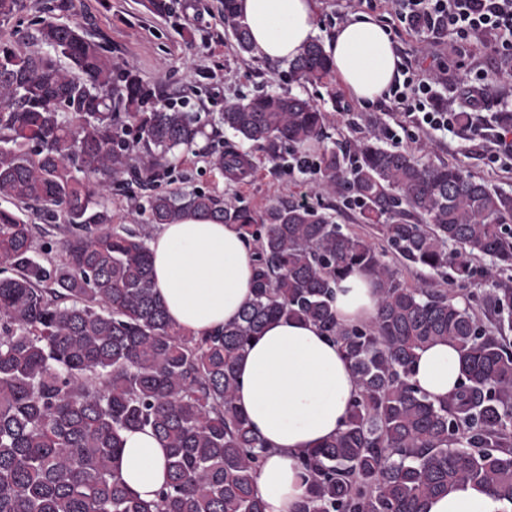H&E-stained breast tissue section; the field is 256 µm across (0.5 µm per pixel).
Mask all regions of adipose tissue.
<instances>
[{
	"mask_svg": "<svg viewBox=\"0 0 512 512\" xmlns=\"http://www.w3.org/2000/svg\"><path fill=\"white\" fill-rule=\"evenodd\" d=\"M241 17L264 58L287 62L318 33L317 0H238ZM335 74L361 100L381 97L399 75L387 30L366 18L325 40ZM154 288L169 319L194 334L235 322L253 297L254 257L234 225L189 219L160 225L149 242ZM377 292L369 273L354 270L336 289V317L345 325L371 321ZM236 404L267 444L253 477L264 512H296L308 481L298 466L305 452L343 428L358 392L335 343L315 324L269 322L238 364ZM412 382L431 399L448 397L461 381L456 348L437 342L419 350ZM121 470L141 499L154 500L166 481V450L150 431H127ZM427 512H512V502L471 484L431 500Z\"/></svg>",
	"mask_w": 512,
	"mask_h": 512,
	"instance_id": "obj_1",
	"label": "adipose tissue"
}]
</instances>
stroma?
<instances>
[{"label": "stroma", "mask_w": 512, "mask_h": 512, "mask_svg": "<svg viewBox=\"0 0 512 512\" xmlns=\"http://www.w3.org/2000/svg\"><path fill=\"white\" fill-rule=\"evenodd\" d=\"M75 9L64 20L104 43L120 71L136 74L156 90L159 104L187 105L207 121L208 132L227 147L239 148L253 163L248 177L221 176L208 158L187 155L183 164L162 184L169 188L189 182L190 186L212 192L246 205L256 214L276 203L295 201L298 195V170L293 169L294 153L285 148L280 159L270 157L266 146L240 142L214 118L225 102L266 92L291 93L312 100L328 114L326 143L346 157L357 154L358 144L368 137H379L387 148L406 150L433 165H459L488 184L512 191V170L487 166L486 141L464 144L458 133L435 131L419 139L402 135L393 139L400 114L391 112L388 96L373 101L355 98L337 77L320 83L294 81L285 62L273 63L240 52L232 32L221 21V0H179L178 15L163 18L151 13L143 0H74ZM370 16L384 26L391 37L400 64L425 74L441 67L435 91L442 103L462 105L465 84L482 73L489 86L486 112L512 107V61L492 54L482 42H475L465 56H457L452 35L434 40L427 54H420L418 41L397 17L388 11L368 10L362 0H318V41H325L348 21ZM347 187L333 193L311 195L308 203L331 212L348 230L365 233L360 209L348 205Z\"/></svg>", "instance_id": "1"}]
</instances>
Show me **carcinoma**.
Instances as JSON below:
<instances>
[{"label":"carcinoma","instance_id":"obj_1","mask_svg":"<svg viewBox=\"0 0 512 512\" xmlns=\"http://www.w3.org/2000/svg\"><path fill=\"white\" fill-rule=\"evenodd\" d=\"M177 0H147L173 17ZM38 21L37 48L0 41V512H263L253 475L267 449L235 404L236 366L251 340L278 318L310 321L341 349L359 392L344 429L299 459L309 475L298 512H425L461 484L512 501V290L484 295L499 317L488 330L473 311L424 282L411 286L384 260L391 252L432 277L468 282L472 263L512 269V193L459 166H433L367 139L349 182L363 223L386 244L345 232L321 209L270 205L261 220L198 189L156 190L148 224L185 219L234 224L253 246L254 295L237 322L188 336L156 295L146 236L112 223L106 192L128 173L142 185L189 154L231 175L237 150L198 148V116L154 106L155 91L118 72L102 43L57 15ZM24 0H0V25ZM224 26L241 52L260 50L237 0H222ZM332 71L322 44L289 63L299 83ZM326 116L306 98L266 93L224 106L218 122L242 140L305 148L324 138ZM319 182H345V157L324 147ZM62 218L57 257L35 258L34 225L22 208ZM374 277L373 322L336 320L334 286L352 268ZM448 341L462 381L431 400L410 381L417 350ZM150 430L167 452L156 500L137 497L121 473L122 434Z\"/></svg>","mask_w":512,"mask_h":512}]
</instances>
